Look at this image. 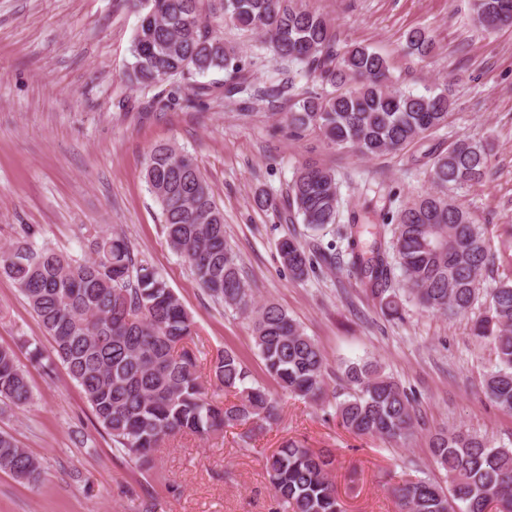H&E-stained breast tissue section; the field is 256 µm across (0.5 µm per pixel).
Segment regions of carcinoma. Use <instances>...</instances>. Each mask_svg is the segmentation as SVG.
I'll list each match as a JSON object with an SVG mask.
<instances>
[{"mask_svg": "<svg viewBox=\"0 0 512 512\" xmlns=\"http://www.w3.org/2000/svg\"><path fill=\"white\" fill-rule=\"evenodd\" d=\"M140 14L125 78L148 88L173 78L189 80L224 72V99L249 116L250 98L271 105L286 101L288 133L319 132L327 143L350 146L363 156L391 153L417 143L447 125L453 106L447 90L423 93L402 88L386 57L363 45H340L336 28L309 9L305 0H129ZM473 20L493 33L512 26V0H473ZM254 33L280 64L264 85L250 88L246 63L224 43L212 24ZM407 48L422 57L435 48L426 27L409 30ZM305 73L319 92H298ZM488 144L461 136L444 152L427 153L433 191L381 215L369 249L361 246L359 214L350 210L340 235L350 268L372 300L392 319L402 306L391 289L395 271L418 308L449 319L473 313L471 333L489 342L496 363L484 380V394L512 413V279L492 288L481 280L493 255L481 228L451 192L487 180ZM149 191L161 208L169 247L189 266L214 300L248 315L254 347L265 372L279 387L315 402L324 398L326 357L318 343L288 312L258 303L242 278L238 257L224 238L218 208L196 160L170 144L153 146L145 166ZM260 210L274 209L287 224L319 231L339 223L342 198L336 173L316 165L297 169L279 201L260 190ZM27 227L0 247V273L19 288L53 342L52 354L67 370L114 447L137 467L152 468L155 453L178 435L210 436L227 428L261 429L279 419V402L228 349L210 359L209 380L234 393L232 401L207 396L188 341L195 323L179 297L134 253L115 227L87 229L88 256L75 258L35 242ZM282 265L294 279L316 266L328 268L336 254L308 250L290 233L278 243ZM345 397L336 402L342 427L358 436L407 441L416 432L414 399L375 361L344 369ZM20 407L32 400L15 351L0 346V401ZM440 481L404 479L391 486L401 512H512V448L494 437L442 428L430 435ZM334 456L287 439L266 456L269 483L282 512H345L330 478ZM0 471L35 483L42 465L9 434L0 433Z\"/></svg>", "mask_w": 512, "mask_h": 512, "instance_id": "1", "label": "carcinoma"}]
</instances>
